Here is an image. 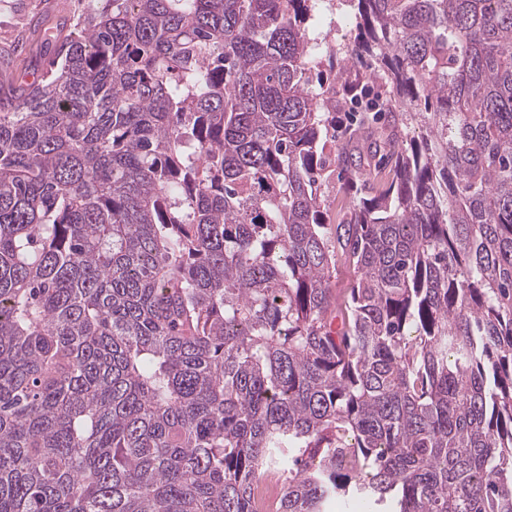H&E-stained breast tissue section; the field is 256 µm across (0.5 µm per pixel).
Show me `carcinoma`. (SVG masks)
<instances>
[{
  "instance_id": "carcinoma-1",
  "label": "carcinoma",
  "mask_w": 512,
  "mask_h": 512,
  "mask_svg": "<svg viewBox=\"0 0 512 512\" xmlns=\"http://www.w3.org/2000/svg\"><path fill=\"white\" fill-rule=\"evenodd\" d=\"M322 2L88 0L0 75V512H512V0H349L396 132L336 225ZM282 483L280 474L268 471L263 480L255 488L253 495L254 510L268 512L281 493Z\"/></svg>"
}]
</instances>
